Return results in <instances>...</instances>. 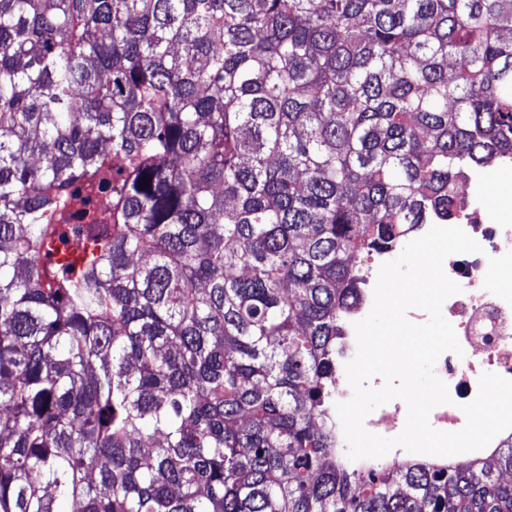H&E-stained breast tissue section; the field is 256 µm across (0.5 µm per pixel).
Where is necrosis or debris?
<instances>
[{
  "mask_svg": "<svg viewBox=\"0 0 512 512\" xmlns=\"http://www.w3.org/2000/svg\"><path fill=\"white\" fill-rule=\"evenodd\" d=\"M456 221L482 247L481 252L454 254L444 262L445 272L461 291L449 297L442 312L454 322L463 356L447 352L435 365L436 375L448 386L450 403L435 407L429 422L435 429L456 432L466 424L463 404L477 395L482 373L512 379V305L483 287L488 257L504 254L512 243V224L483 222L481 205L464 199Z\"/></svg>",
  "mask_w": 512,
  "mask_h": 512,
  "instance_id": "4bbe7bcc",
  "label": "necrosis or debris"
}]
</instances>
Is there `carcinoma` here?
Instances as JSON below:
<instances>
[{"instance_id": "obj_1", "label": "carcinoma", "mask_w": 512, "mask_h": 512, "mask_svg": "<svg viewBox=\"0 0 512 512\" xmlns=\"http://www.w3.org/2000/svg\"><path fill=\"white\" fill-rule=\"evenodd\" d=\"M510 159L512 0H0V512H512L335 443L364 259ZM86 224L87 223L85 220L74 219L63 227L60 236L56 238L50 245L51 253L55 260H62L63 258L67 257L68 252L71 250V243L74 239L75 232L78 230V228H81L83 230L81 236L84 235ZM372 304L373 293L368 294L364 290L361 294L360 304L351 312L347 319L346 335L344 336L338 360L339 369L342 371L341 375L338 377V380L344 383L343 387L336 386V395L338 396V401L340 403L344 402L350 393V398L352 397L351 387L348 383L345 372V364L354 357L357 348L353 323L363 319L371 310Z\"/></svg>"}]
</instances>
